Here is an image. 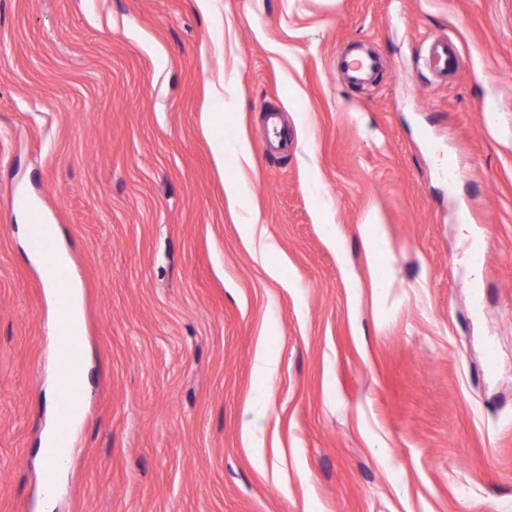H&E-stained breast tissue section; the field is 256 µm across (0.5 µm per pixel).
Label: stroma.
<instances>
[{"mask_svg":"<svg viewBox=\"0 0 512 512\" xmlns=\"http://www.w3.org/2000/svg\"><path fill=\"white\" fill-rule=\"evenodd\" d=\"M28 224L90 362L50 496ZM0 512H512V0H0ZM427 62L437 74L455 71L460 66L457 53L448 47L447 42H441L431 48L427 56ZM342 67L351 83H361L370 79L378 69L374 56H362L342 61ZM42 277L49 288L55 309V330L65 324L74 336H82V289L79 277L71 266L68 253L56 244L44 258Z\"/></svg>","mask_w":512,"mask_h":512,"instance_id":"stroma-1","label":"stroma"}]
</instances>
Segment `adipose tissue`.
Segmentation results:
<instances>
[{
	"mask_svg": "<svg viewBox=\"0 0 512 512\" xmlns=\"http://www.w3.org/2000/svg\"><path fill=\"white\" fill-rule=\"evenodd\" d=\"M42 277L56 309L55 326H66L73 335H81L82 289L69 255L63 248H55L44 258Z\"/></svg>",
	"mask_w": 512,
	"mask_h": 512,
	"instance_id": "1",
	"label": "adipose tissue"
}]
</instances>
